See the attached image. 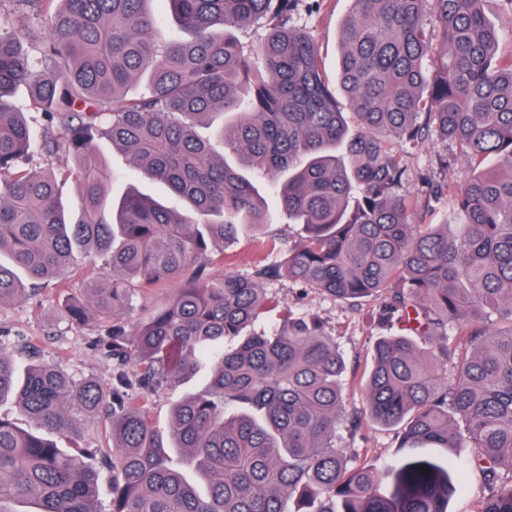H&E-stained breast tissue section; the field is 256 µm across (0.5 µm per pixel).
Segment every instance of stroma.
Here are the masks:
<instances>
[{"instance_id": "1", "label": "stroma", "mask_w": 512, "mask_h": 512, "mask_svg": "<svg viewBox=\"0 0 512 512\" xmlns=\"http://www.w3.org/2000/svg\"><path fill=\"white\" fill-rule=\"evenodd\" d=\"M352 7L351 0H296L293 21L302 26L312 38L318 62L328 78H335L340 57L341 24ZM391 151L402 153L408 169V180L403 191L417 200L415 220L439 224L452 207L451 200L437 204L435 212H426L423 206L425 187L423 178L456 187L470 171L467 160L458 154L454 144L430 139L418 148L404 150L402 143L389 141ZM268 261L267 254L258 250L249 237L225 244L223 253L214 254L209 265L212 276H221L231 270L243 276H253ZM105 265L104 256L95 251L77 252L74 263L64 275L47 280L35 292H25L12 302L0 305V342L7 346L17 368L29 362V346H37L44 361L57 365L66 375L77 381L108 380L113 372L111 363L99 358L93 341L103 333L102 320L90 318L75 324L65 316V300L83 298ZM268 296L278 300L280 308L301 316L317 317L337 349L343 354L347 373L344 397L349 408H363L364 387L374 343L389 335L390 326L379 321L377 301L353 307L309 288L301 287L287 277L265 282ZM83 434L76 443L85 449V462L97 466V451L112 448V419L105 412L95 411L80 415ZM60 448L72 449L75 443L57 436ZM399 431L395 428L368 425L354 431L341 426L336 430V445L354 463L369 460L383 461L397 452Z\"/></svg>"}]
</instances>
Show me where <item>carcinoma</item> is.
I'll return each instance as SVG.
<instances>
[{
    "instance_id": "carcinoma-1",
    "label": "carcinoma",
    "mask_w": 512,
    "mask_h": 512,
    "mask_svg": "<svg viewBox=\"0 0 512 512\" xmlns=\"http://www.w3.org/2000/svg\"><path fill=\"white\" fill-rule=\"evenodd\" d=\"M11 2L42 20L44 0ZM57 2L37 60L22 49L36 26L0 21V304L64 274L79 248L106 255L104 286L66 313L109 323L95 349L115 370L78 383L34 360L19 377L0 343V400L75 440L74 413L107 408L112 512H448L475 470L495 488L482 512H512V58L498 56L488 0H352L335 86L291 21L294 0H164V20L153 0ZM256 25L264 37L243 45L239 30ZM25 108L67 136L35 137ZM432 134L472 168L453 234L413 222L407 169L387 148ZM100 141L170 197L132 183L111 193L126 172ZM38 152L74 159L77 215L53 172L23 167ZM263 181L300 241L264 238ZM244 235L271 262L251 279L212 278L211 254ZM189 268L167 303L124 320L135 292ZM282 273L341 301L384 297L378 318L399 332L373 346L361 413L315 320L289 313L243 334L270 304L260 279ZM205 365V384L158 430L148 395ZM347 420L401 428L406 452L351 463L336 447ZM99 478L0 415V512H96Z\"/></svg>"
}]
</instances>
